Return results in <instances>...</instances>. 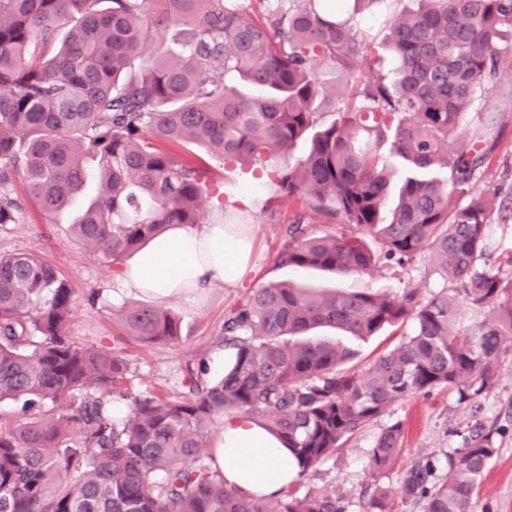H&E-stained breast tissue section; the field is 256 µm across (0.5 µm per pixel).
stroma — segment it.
Returning <instances> with one entry per match:
<instances>
[{
    "instance_id": "obj_1",
    "label": "stroma",
    "mask_w": 512,
    "mask_h": 512,
    "mask_svg": "<svg viewBox=\"0 0 512 512\" xmlns=\"http://www.w3.org/2000/svg\"><path fill=\"white\" fill-rule=\"evenodd\" d=\"M493 106L506 126L495 151L486 160L480 184L512 194V81L503 80L494 90L479 97L475 108ZM184 159L204 164L212 174V182L224 193L223 199L208 197L203 208L213 212L223 206L228 224L253 227L254 269L249 280L236 288L215 285L208 288L195 307L180 300H165V307L182 319V333L172 345L146 346L128 340L126 353L133 377L132 385L161 395L180 391L187 366L206 363L209 377L223 374L231 351L222 343L224 314L252 289L262 285L291 281L314 288H360L392 294L413 287L429 294L441 285L431 272L428 255H421L406 270L379 266L353 275L282 267L277 262L282 245L281 227L291 219L295 206L275 191L272 176L281 165L279 155H267L264 161L244 160L227 163L202 150L180 149ZM73 210L67 209L54 221H47L34 207H27L25 218L17 224L0 225V254L34 253L50 263L71 282L78 297V308L68 324V333L80 344L112 348L118 330L117 312L125 304L140 300V293L121 291L109 260L86 250L71 234L69 225ZM501 432L500 450L490 463L473 512L490 506L493 512H512V346L504 348L494 386L485 392L477 410L459 407L445 391L417 395L398 404L393 416L403 423L404 450L397 469L386 482L398 486L403 471L427 458H443L460 447L459 432L470 416ZM384 420L360 429L336 455L310 474L307 488L329 491L354 502L353 512H362L357 502L368 483V452Z\"/></svg>"
}]
</instances>
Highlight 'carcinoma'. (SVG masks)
I'll list each match as a JSON object with an SVG mask.
<instances>
[{"label": "carcinoma", "mask_w": 512, "mask_h": 512, "mask_svg": "<svg viewBox=\"0 0 512 512\" xmlns=\"http://www.w3.org/2000/svg\"><path fill=\"white\" fill-rule=\"evenodd\" d=\"M388 0H0V184L21 179L47 218L91 183L70 225L121 270L173 224L203 223L209 171L170 146H200L223 160L283 154L274 182L298 205L278 262L335 275L429 253L451 287L428 296L292 282L255 289L224 317L232 349L224 375L187 368L165 397L129 385L125 348L84 346L67 333L70 282L31 253L0 255V402L21 404L0 422V512H350V502L302 490L248 500L213 467L211 432L229 415L253 419L300 461L298 478L331 459L357 431L406 398L446 390L474 407L495 383L512 340V271L476 260L512 197L478 186L502 134L466 118L480 90L512 68V0H420L388 18L381 46L391 78L352 89L338 118L321 123L329 65L352 81L374 43L355 16ZM157 53L142 57L150 40ZM461 142L452 155L448 138ZM308 140L301 159L292 149ZM407 162L393 207L385 153ZM440 168L444 176L422 172ZM23 203L0 194V224ZM339 230L323 231L311 214ZM489 308L478 324L467 310ZM121 335L171 345L180 317L138 302L118 311ZM410 332L367 368L343 337L387 327ZM128 413L113 415L115 399ZM500 433L477 421L445 461L404 474L401 500L423 512H471ZM403 451L400 421L369 450L375 487L363 512H391L381 482ZM443 474L432 481L437 469Z\"/></svg>", "instance_id": "1"}]
</instances>
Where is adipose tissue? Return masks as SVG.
Listing matches in <instances>:
<instances>
[{
    "mask_svg": "<svg viewBox=\"0 0 512 512\" xmlns=\"http://www.w3.org/2000/svg\"><path fill=\"white\" fill-rule=\"evenodd\" d=\"M252 227L228 224L222 209L201 227L176 225L151 238L126 263L119 287L157 300L179 298L195 306L213 284L234 287L251 273ZM214 466L244 498H267L298 478L297 459L284 443L252 419L225 417Z\"/></svg>",
    "mask_w": 512,
    "mask_h": 512,
    "instance_id": "obj_1",
    "label": "adipose tissue"
}]
</instances>
